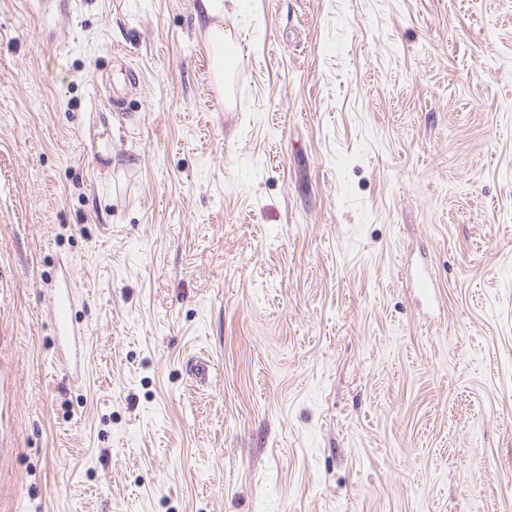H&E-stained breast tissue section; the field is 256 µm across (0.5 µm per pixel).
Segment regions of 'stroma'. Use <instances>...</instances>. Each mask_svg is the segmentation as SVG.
Listing matches in <instances>:
<instances>
[{
  "label": "stroma",
  "mask_w": 512,
  "mask_h": 512,
  "mask_svg": "<svg viewBox=\"0 0 512 512\" xmlns=\"http://www.w3.org/2000/svg\"><path fill=\"white\" fill-rule=\"evenodd\" d=\"M240 17L0 0V512H512V0ZM208 40L215 60L216 71L224 78V68H232V60L226 59L224 55V42L225 48L232 49L231 44L227 43L232 41L230 34L227 31L224 33V25L214 22L208 27ZM70 300L67 294H57L53 302V310L55 315V322L59 330L64 334L69 335L70 333L75 336L77 331L70 323L69 319Z\"/></svg>",
  "instance_id": "35a3bbf8"
}]
</instances>
